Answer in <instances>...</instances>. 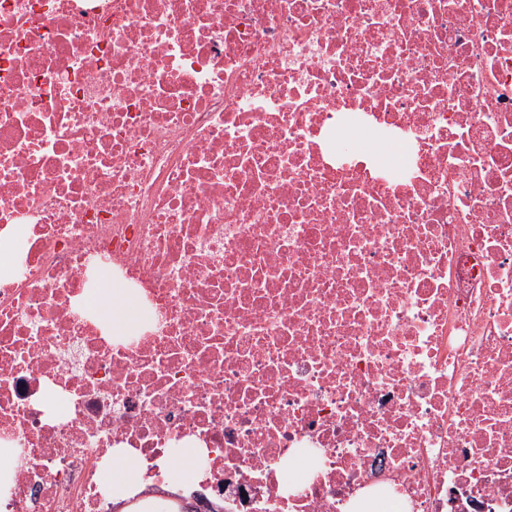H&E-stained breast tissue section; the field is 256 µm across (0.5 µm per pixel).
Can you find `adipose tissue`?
<instances>
[{
	"label": "adipose tissue",
	"instance_id": "adipose-tissue-1",
	"mask_svg": "<svg viewBox=\"0 0 512 512\" xmlns=\"http://www.w3.org/2000/svg\"><path fill=\"white\" fill-rule=\"evenodd\" d=\"M82 306L90 312H106L109 336L121 338L144 325L147 314L137 293L113 285L109 275H101L98 288L82 295ZM144 466L135 455L114 454L106 473L109 489L126 500L129 512H172L170 505L155 498L139 497Z\"/></svg>",
	"mask_w": 512,
	"mask_h": 512
}]
</instances>
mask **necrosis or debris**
I'll use <instances>...</instances> for the list:
<instances>
[{"label": "necrosis or debris", "instance_id": "necrosis-or-debris-1", "mask_svg": "<svg viewBox=\"0 0 512 512\" xmlns=\"http://www.w3.org/2000/svg\"><path fill=\"white\" fill-rule=\"evenodd\" d=\"M17 224L0 512H512V0H0ZM81 306L98 314L108 312L105 329L109 336L122 338L144 325L147 314L137 293L112 284L107 274L100 277L99 288L82 295ZM173 455L176 464L167 473L168 481L176 485L190 483L195 475L193 463L201 455V449L193 447L174 448ZM144 466L135 455L117 452L112 457L107 473V487L128 503L125 506L129 512H173L178 508L175 503L167 505L156 498L137 499L140 485L143 481Z\"/></svg>", "mask_w": 512, "mask_h": 512}]
</instances>
